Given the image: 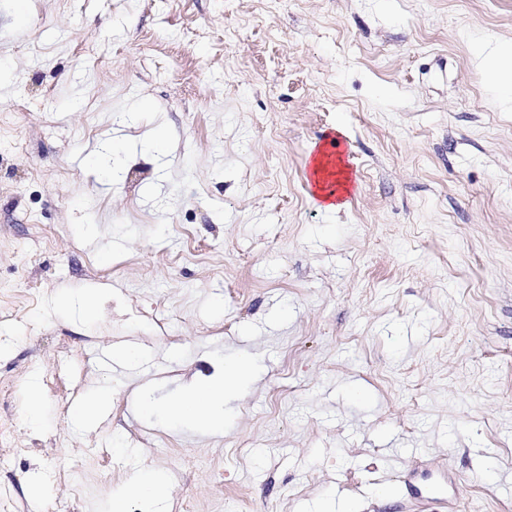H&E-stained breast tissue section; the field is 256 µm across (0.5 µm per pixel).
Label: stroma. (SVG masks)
Segmentation results:
<instances>
[{"instance_id":"1","label":"stroma","mask_w":512,"mask_h":512,"mask_svg":"<svg viewBox=\"0 0 512 512\" xmlns=\"http://www.w3.org/2000/svg\"><path fill=\"white\" fill-rule=\"evenodd\" d=\"M508 39L512 0H0V512L141 469L163 512H512V112L472 59ZM237 359L219 431L169 412Z\"/></svg>"}]
</instances>
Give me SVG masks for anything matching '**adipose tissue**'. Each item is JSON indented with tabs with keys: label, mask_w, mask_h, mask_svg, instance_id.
Returning a JSON list of instances; mask_svg holds the SVG:
<instances>
[{
	"label": "adipose tissue",
	"mask_w": 512,
	"mask_h": 512,
	"mask_svg": "<svg viewBox=\"0 0 512 512\" xmlns=\"http://www.w3.org/2000/svg\"><path fill=\"white\" fill-rule=\"evenodd\" d=\"M474 56L483 70L491 76L490 89L501 101L512 103V43L504 42L495 48L477 45ZM249 372L245 362L223 365L214 380L193 382L184 397L174 406L177 415H190L217 423L220 406L226 393Z\"/></svg>",
	"instance_id": "adipose-tissue-1"
}]
</instances>
